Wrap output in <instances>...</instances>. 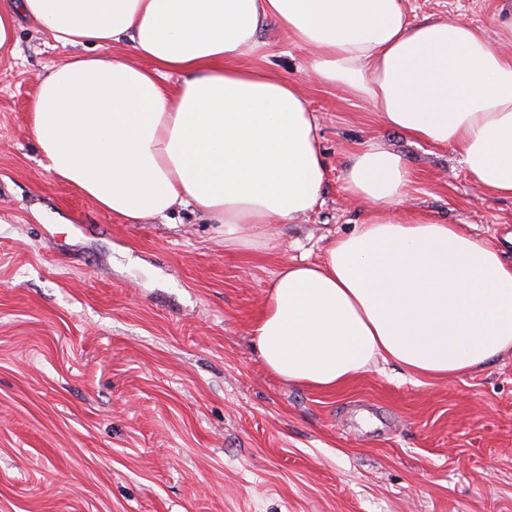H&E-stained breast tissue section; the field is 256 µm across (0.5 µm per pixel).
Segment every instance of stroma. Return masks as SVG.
<instances>
[{"instance_id":"1","label":"stroma","mask_w":512,"mask_h":512,"mask_svg":"<svg viewBox=\"0 0 512 512\" xmlns=\"http://www.w3.org/2000/svg\"><path fill=\"white\" fill-rule=\"evenodd\" d=\"M505 0H404L501 41ZM255 65L295 81L319 123L321 203L273 227L274 250H228L179 208L130 224L39 164L38 77L68 50L20 20L0 48V512H512V352L447 380L393 364L333 391L263 366L252 327L279 266L320 259L365 213L352 152L399 153L414 214L512 261V197L455 154L387 128L313 82L275 23Z\"/></svg>"}]
</instances>
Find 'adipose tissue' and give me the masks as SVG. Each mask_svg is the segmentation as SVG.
<instances>
[{"mask_svg":"<svg viewBox=\"0 0 512 512\" xmlns=\"http://www.w3.org/2000/svg\"><path fill=\"white\" fill-rule=\"evenodd\" d=\"M22 18L74 50L29 110L42 164L112 216L182 207L249 249L315 209L325 165L306 95L247 62L271 21L313 81L512 196V58L462 19L416 23L403 0H0L1 48ZM121 41L131 57L112 54ZM345 182L368 216L319 260L277 272L253 326L266 369L334 390L381 361L451 379L512 351V263L413 215L412 172L380 143L353 154Z\"/></svg>","mask_w":512,"mask_h":512,"instance_id":"1","label":"adipose tissue"}]
</instances>
